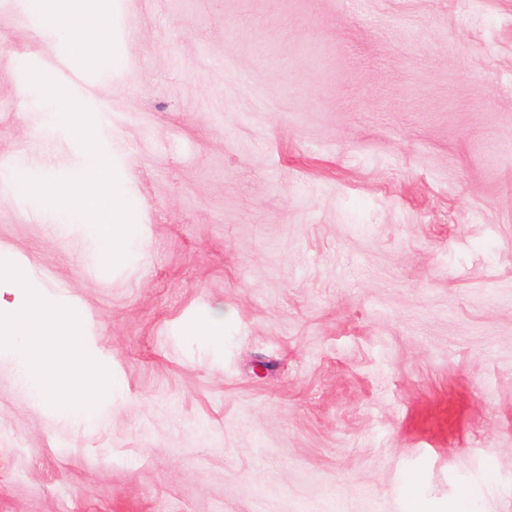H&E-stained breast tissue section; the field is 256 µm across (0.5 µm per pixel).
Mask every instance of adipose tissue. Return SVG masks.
<instances>
[{"label": "adipose tissue", "instance_id": "obj_1", "mask_svg": "<svg viewBox=\"0 0 512 512\" xmlns=\"http://www.w3.org/2000/svg\"><path fill=\"white\" fill-rule=\"evenodd\" d=\"M27 8L47 26L63 31L73 54L94 63L108 34L111 0H28ZM62 111L68 112L72 132L82 152H97V127L84 107L69 94L57 92ZM6 179L19 200L37 196L46 208L82 216L98 242L96 260L111 265L124 259L132 241L129 233L138 215L129 201L126 182L116 179L109 166L95 162L87 177L63 182L32 175L24 159H16Z\"/></svg>", "mask_w": 512, "mask_h": 512}]
</instances>
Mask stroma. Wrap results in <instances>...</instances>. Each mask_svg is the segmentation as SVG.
I'll list each match as a JSON object with an SVG mask.
<instances>
[{
  "label": "stroma",
  "instance_id": "35a3bbf8",
  "mask_svg": "<svg viewBox=\"0 0 512 512\" xmlns=\"http://www.w3.org/2000/svg\"><path fill=\"white\" fill-rule=\"evenodd\" d=\"M110 26L89 65L0 0V168L82 175L62 87L138 210L102 266L0 184V252L117 385L54 429L0 361V512H512V0H112Z\"/></svg>",
  "mask_w": 512,
  "mask_h": 512
}]
</instances>
